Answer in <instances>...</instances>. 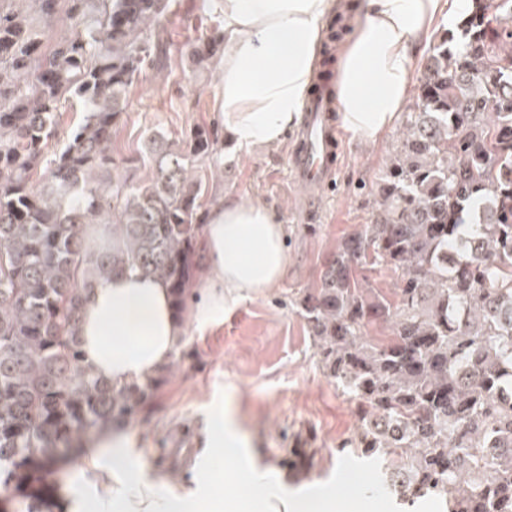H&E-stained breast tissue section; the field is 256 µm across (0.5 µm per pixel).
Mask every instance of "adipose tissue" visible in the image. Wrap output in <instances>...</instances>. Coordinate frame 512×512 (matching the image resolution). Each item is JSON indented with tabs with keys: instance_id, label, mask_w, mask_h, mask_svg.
Masks as SVG:
<instances>
[{
	"instance_id": "obj_1",
	"label": "adipose tissue",
	"mask_w": 512,
	"mask_h": 512,
	"mask_svg": "<svg viewBox=\"0 0 512 512\" xmlns=\"http://www.w3.org/2000/svg\"><path fill=\"white\" fill-rule=\"evenodd\" d=\"M223 21L220 62L224 139L245 151L283 143L302 121L316 54L338 0H214ZM470 0H354L360 23L349 36L336 95L345 131L371 142L391 129L410 83V62L434 22L456 29ZM287 227L277 213L226 197L207 215L203 297L192 315L207 322L227 305L275 288L288 266ZM77 332L81 363L124 387L170 365L185 333L170 290L154 277L124 271L84 298ZM126 429L108 427L90 459L112 470V500L97 493L57 499L59 512H199L172 489L147 483L128 452Z\"/></svg>"
}]
</instances>
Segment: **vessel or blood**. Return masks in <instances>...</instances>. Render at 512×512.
<instances>
[{"label": "vessel or blood", "mask_w": 512, "mask_h": 512, "mask_svg": "<svg viewBox=\"0 0 512 512\" xmlns=\"http://www.w3.org/2000/svg\"><path fill=\"white\" fill-rule=\"evenodd\" d=\"M302 110L305 122L300 147L290 169L294 179L315 195L334 175V156L340 148L339 134L332 123L336 105L333 98L312 95L306 98Z\"/></svg>", "instance_id": "1"}]
</instances>
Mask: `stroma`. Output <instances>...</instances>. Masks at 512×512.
I'll return each mask as SVG.
<instances>
[{
    "instance_id": "35a3bbf8",
    "label": "stroma",
    "mask_w": 512,
    "mask_h": 512,
    "mask_svg": "<svg viewBox=\"0 0 512 512\" xmlns=\"http://www.w3.org/2000/svg\"><path fill=\"white\" fill-rule=\"evenodd\" d=\"M162 24L168 34L167 66L160 73L144 72L128 94V110L112 143L123 155L134 154L150 129L178 138L195 126L218 124L220 71L214 64L195 68L186 53L190 41L221 29L218 13L209 0H170ZM399 136L395 129L365 144L341 133L334 179L312 209L290 176L296 134L281 146L245 154L220 148L215 163L198 169L204 207L227 195L275 208L288 228V273L278 288L226 307L207 325L187 320V359L127 426L130 453L147 481L174 489L190 484L192 465L210 454L203 446L207 417L223 407L242 446L225 455L223 469L211 475L222 491V512H255L238 481L253 473L318 498L317 509L302 505L295 512H404L400 501L375 493L373 466L337 455V444L358 424L356 405L319 369L296 306L342 238L354 226L372 223L378 183ZM291 448L308 449L306 471L281 467Z\"/></svg>"
}]
</instances>
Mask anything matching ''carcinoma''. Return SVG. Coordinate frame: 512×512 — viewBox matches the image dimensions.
Wrapping results in <instances>:
<instances>
[{
	"mask_svg": "<svg viewBox=\"0 0 512 512\" xmlns=\"http://www.w3.org/2000/svg\"><path fill=\"white\" fill-rule=\"evenodd\" d=\"M5 2L54 23L57 0ZM72 2L48 56L0 4V512H52L77 449L137 418L173 375L117 388L82 367L85 295L132 270L165 281L181 319L203 269L194 168L217 132L156 130L112 154L130 87L166 66L168 0ZM221 44L193 43L195 66ZM70 100L82 119L48 157ZM141 166L150 178L131 179ZM378 195L373 223L297 301L317 365L356 403L338 452L380 463L381 487L410 506L512 512V0H471L458 34L437 33ZM86 224L112 225V243L89 247ZM379 265L398 276L392 296L360 286L359 269ZM377 323L389 339L369 335Z\"/></svg>",
	"mask_w": 512,
	"mask_h": 512,
	"instance_id": "obj_1",
	"label": "carcinoma"
}]
</instances>
